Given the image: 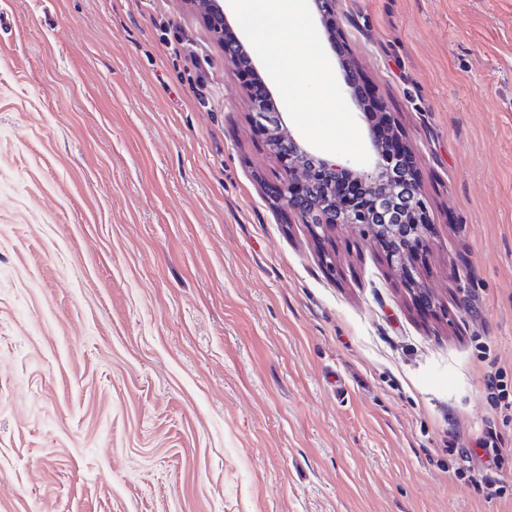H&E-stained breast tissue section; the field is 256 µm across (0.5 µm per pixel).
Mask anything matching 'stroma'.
Returning <instances> with one entry per match:
<instances>
[{
    "label": "stroma",
    "mask_w": 512,
    "mask_h": 512,
    "mask_svg": "<svg viewBox=\"0 0 512 512\" xmlns=\"http://www.w3.org/2000/svg\"><path fill=\"white\" fill-rule=\"evenodd\" d=\"M333 21L418 175L403 267L280 203L192 0H0V512H512V0ZM490 427L492 500L453 473Z\"/></svg>",
    "instance_id": "obj_1"
}]
</instances>
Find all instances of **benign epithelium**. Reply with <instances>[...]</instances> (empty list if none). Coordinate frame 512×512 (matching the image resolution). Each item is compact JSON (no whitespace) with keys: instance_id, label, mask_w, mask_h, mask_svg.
<instances>
[{"instance_id":"7a95c632","label":"benign epithelium","mask_w":512,"mask_h":512,"mask_svg":"<svg viewBox=\"0 0 512 512\" xmlns=\"http://www.w3.org/2000/svg\"><path fill=\"white\" fill-rule=\"evenodd\" d=\"M205 19L218 32L224 28L223 0H200ZM248 97L255 106L254 122L265 132L272 151L283 168L285 179L280 190L284 206L297 213L302 222L321 230L336 224H358L372 231L391 262L401 264L419 244L427 223L425 205L418 181L410 174V158L386 166L382 147L371 139L374 159L367 166L353 170L336 159L321 157L297 141L283 125L280 113L273 109L272 94L262 88H248ZM356 177L365 190L375 194V208L370 213L331 214L323 205L306 195L305 190L316 181L332 185L345 176Z\"/></svg>"}]
</instances>
